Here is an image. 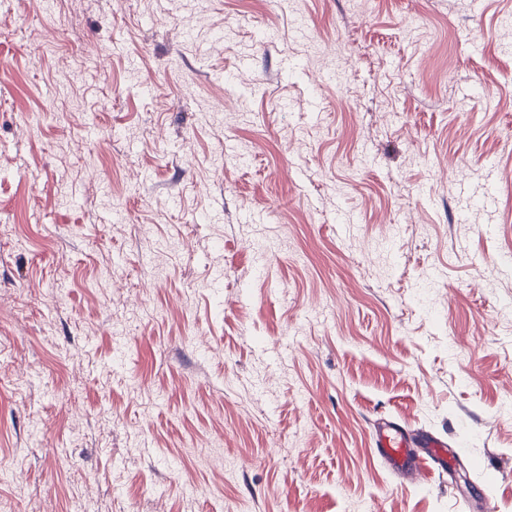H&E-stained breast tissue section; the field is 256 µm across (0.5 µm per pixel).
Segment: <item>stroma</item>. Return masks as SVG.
I'll use <instances>...</instances> for the list:
<instances>
[{"instance_id": "1", "label": "stroma", "mask_w": 512, "mask_h": 512, "mask_svg": "<svg viewBox=\"0 0 512 512\" xmlns=\"http://www.w3.org/2000/svg\"><path fill=\"white\" fill-rule=\"evenodd\" d=\"M465 498L512 512V0H0V512ZM374 455L396 476L427 485L436 472L453 470L452 448L441 438L427 432H415L400 421L385 419L373 425Z\"/></svg>"}]
</instances>
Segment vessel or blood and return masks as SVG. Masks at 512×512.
I'll list each match as a JSON object with an SVG mask.
<instances>
[{"label": "vessel or blood", "instance_id": "1", "mask_svg": "<svg viewBox=\"0 0 512 512\" xmlns=\"http://www.w3.org/2000/svg\"><path fill=\"white\" fill-rule=\"evenodd\" d=\"M372 442L374 455L392 473L421 485L435 473L452 471L455 464L443 439L412 431L394 419L374 423Z\"/></svg>", "mask_w": 512, "mask_h": 512}]
</instances>
